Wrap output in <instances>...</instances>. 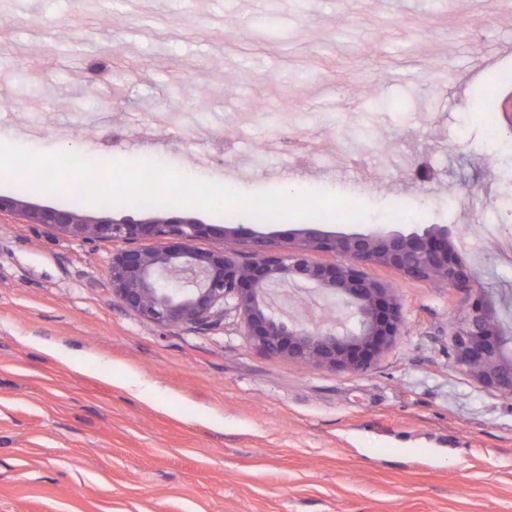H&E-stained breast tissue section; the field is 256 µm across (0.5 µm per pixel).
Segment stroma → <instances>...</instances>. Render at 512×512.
Instances as JSON below:
<instances>
[{
  "mask_svg": "<svg viewBox=\"0 0 512 512\" xmlns=\"http://www.w3.org/2000/svg\"><path fill=\"white\" fill-rule=\"evenodd\" d=\"M506 67L512 16L475 0H0V141L367 209L322 223L333 234L413 213L405 231L448 226L512 323ZM310 135L325 149L310 163L281 148ZM29 181L0 176V194L94 221L244 224L282 245L306 226L106 210ZM112 250L0 219V512H512V400L456 366L447 289L370 267L405 330L367 371L336 372L258 351L233 311L211 327L143 324L112 295ZM305 303L347 316L314 290L277 299L297 317Z\"/></svg>",
  "mask_w": 512,
  "mask_h": 512,
  "instance_id": "1",
  "label": "stroma"
}]
</instances>
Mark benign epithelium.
<instances>
[{"mask_svg":"<svg viewBox=\"0 0 512 512\" xmlns=\"http://www.w3.org/2000/svg\"><path fill=\"white\" fill-rule=\"evenodd\" d=\"M74 239L122 242L112 252L108 275L112 295L146 324L178 327L224 319L230 311L242 319L252 346L303 365L362 372L402 336L405 322L392 288L372 278L370 265L464 293L458 317L450 325L455 363L481 387L512 400V327L492 303L470 285L448 226L422 231L328 234L307 227L279 249L254 236L242 224H201L177 216L143 222H90L75 211L43 209L27 213ZM234 238L254 245L255 256L237 263L224 247L201 249L202 238ZM141 238L151 249L129 246ZM329 254L331 262L314 255ZM304 284L342 302L354 327L337 328L335 320H295L272 303L274 288Z\"/></svg>","mask_w":512,"mask_h":512,"instance_id":"1","label":"benign epithelium"}]
</instances>
